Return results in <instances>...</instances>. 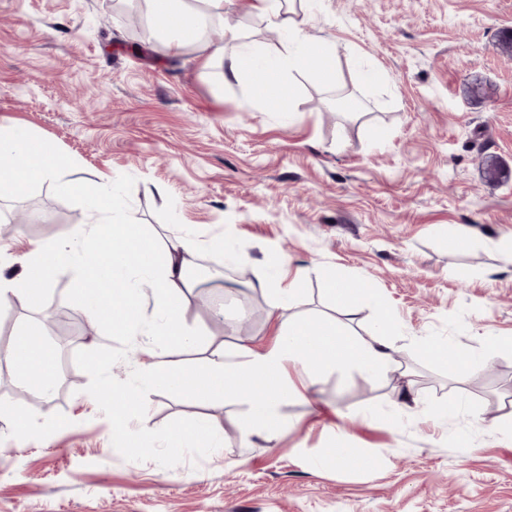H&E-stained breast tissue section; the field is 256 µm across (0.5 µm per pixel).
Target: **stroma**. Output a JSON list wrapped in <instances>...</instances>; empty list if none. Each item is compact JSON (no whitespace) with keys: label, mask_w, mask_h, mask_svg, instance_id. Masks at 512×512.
<instances>
[{"label":"stroma","mask_w":512,"mask_h":512,"mask_svg":"<svg viewBox=\"0 0 512 512\" xmlns=\"http://www.w3.org/2000/svg\"><path fill=\"white\" fill-rule=\"evenodd\" d=\"M251 3L226 0L213 43L237 28L277 54ZM143 7L0 0V123L52 145L71 176L117 182L146 230L223 237L224 254L198 256L185 319L201 338L178 360L274 341L272 299L250 286L263 265L300 275V316L333 312L329 273L374 289L399 325V361L383 377L326 370L282 405L277 438L248 446L243 398L202 405L146 386L136 445L121 448L100 390L168 354L86 323L78 272L64 270L40 302L0 309V325L38 324L57 355L54 390L35 402L15 397L14 367L0 370V403L29 422L21 437L0 420V512H512V354L462 378L424 352L512 336V0H310L306 30L335 73L287 75L273 111L219 64L133 32L127 12ZM68 178L0 199L1 212L46 217L0 236V253L89 223ZM457 227L469 238L452 248ZM52 303L77 328L69 341L39 321ZM201 414L223 447H174L166 431ZM337 446L349 457L335 460Z\"/></svg>","instance_id":"35a3bbf8"}]
</instances>
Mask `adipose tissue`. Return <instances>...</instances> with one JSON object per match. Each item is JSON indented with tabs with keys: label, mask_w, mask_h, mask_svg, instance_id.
<instances>
[{
	"label": "adipose tissue",
	"mask_w": 512,
	"mask_h": 512,
	"mask_svg": "<svg viewBox=\"0 0 512 512\" xmlns=\"http://www.w3.org/2000/svg\"><path fill=\"white\" fill-rule=\"evenodd\" d=\"M154 27L168 40L171 49H193L203 65L221 62L224 81L231 84L251 78L254 100L269 107L278 106L285 94L283 76L290 71L315 70L331 77L335 58L325 40L305 34V20L294 17L286 0H254L252 10L268 24L282 30L286 40L276 58L246 42L238 30L224 34L220 45L202 43V21L224 16V0H145ZM30 158L23 179L0 178V194L20 193L36 183L57 179L70 163L49 144L33 138L18 126L0 125V156ZM90 213V224L80 227L74 241L50 240L36 245L20 261V270L6 273L0 258V305L40 301L56 274L68 267L78 268L75 282L78 304L82 305L101 329L113 335L133 334L144 310L142 292L133 277L148 281L157 323L148 331V343L179 352L191 347L195 338L188 328L184 306L195 282L190 276L198 253L220 250L223 238L204 239L197 235L172 232L148 234L134 215L123 212L118 193L108 192L92 178H77L68 185ZM330 303L345 311L373 306L376 311L374 337L365 341L348 326L330 316L310 319H280L271 345L258 350L236 346L233 357L215 351L200 366L156 362L150 364L143 381H131L121 394H106L116 416L135 414L140 384L157 385L175 393H187L211 402L228 394L246 397L247 414L242 426L244 438L272 440L281 428L279 407L298 391L283 379L287 365L301 368L308 380H316L325 369L350 362L371 375H381L396 365L390 342L399 327L392 320L379 295L368 288L349 287L341 276L326 280ZM512 353V337H489L478 352L461 356L453 346L436 347L435 353L451 364L458 375H466L473 365L499 354ZM0 357L21 370L22 388L49 395L51 371L56 352L40 337L37 328L23 324L14 328Z\"/></svg>",
	"instance_id": "1"
}]
</instances>
